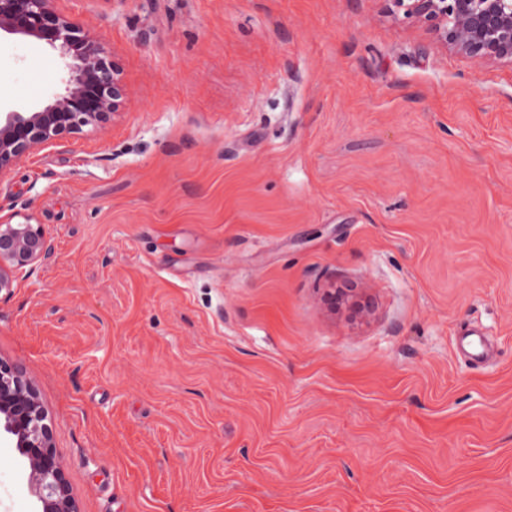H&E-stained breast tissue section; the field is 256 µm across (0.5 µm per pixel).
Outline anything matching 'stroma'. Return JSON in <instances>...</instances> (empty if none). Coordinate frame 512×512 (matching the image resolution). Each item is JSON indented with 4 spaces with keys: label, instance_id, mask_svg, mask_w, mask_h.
<instances>
[{
    "label": "stroma",
    "instance_id": "1",
    "mask_svg": "<svg viewBox=\"0 0 512 512\" xmlns=\"http://www.w3.org/2000/svg\"><path fill=\"white\" fill-rule=\"evenodd\" d=\"M54 6L125 100L0 177L53 247L0 357L79 512H512V65L384 0ZM70 79L0 33V113ZM29 473L0 439V512H37ZM460 347L465 351L464 355L473 364L488 360L492 354L491 346L485 344L477 333L466 327L459 333Z\"/></svg>",
    "mask_w": 512,
    "mask_h": 512
}]
</instances>
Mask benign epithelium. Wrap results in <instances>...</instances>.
<instances>
[{
    "label": "benign epithelium",
    "mask_w": 512,
    "mask_h": 512,
    "mask_svg": "<svg viewBox=\"0 0 512 512\" xmlns=\"http://www.w3.org/2000/svg\"><path fill=\"white\" fill-rule=\"evenodd\" d=\"M52 0H0V30L45 41L69 59L74 87L32 112L0 115V174L33 150L54 145L87 126L103 128L124 95L120 69L106 49ZM395 14L420 22L446 48L479 63L512 64V0H387ZM51 244L39 224L0 220V293L47 260ZM0 432L16 438L27 458L41 512H77L48 413L20 368L0 358Z\"/></svg>",
    "instance_id": "7a95c632"
}]
</instances>
